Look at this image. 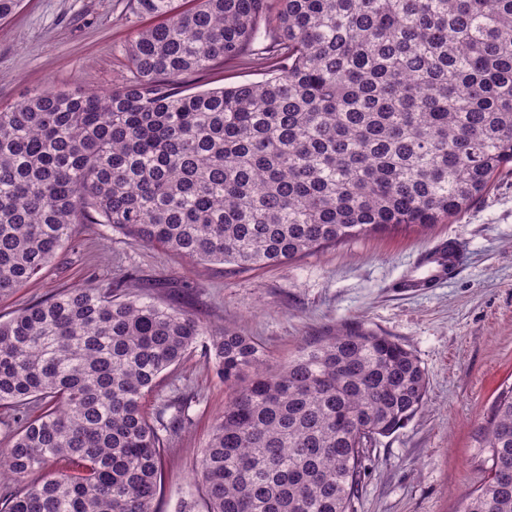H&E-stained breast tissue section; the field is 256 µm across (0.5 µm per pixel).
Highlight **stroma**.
Masks as SVG:
<instances>
[{
    "instance_id": "1",
    "label": "stroma",
    "mask_w": 512,
    "mask_h": 512,
    "mask_svg": "<svg viewBox=\"0 0 512 512\" xmlns=\"http://www.w3.org/2000/svg\"><path fill=\"white\" fill-rule=\"evenodd\" d=\"M150 21L128 0H22L0 20V108L49 89L108 93L129 74L128 49ZM229 64L186 80L195 92L263 80ZM457 238L464 260L448 282L415 293L398 283L436 241ZM135 272L157 303L254 338L267 369L336 327L366 325L419 358L427 399L407 424L372 447L357 512H462L480 484L479 429L498 393L512 386V173L498 174L461 215L429 228L401 225L313 255L242 270L203 264L137 244L105 224H75L41 277L0 296V321L70 288L106 285ZM226 388L204 347L163 375L147 413L183 403L188 420L162 454L155 512H203L196 454L224 411Z\"/></svg>"
}]
</instances>
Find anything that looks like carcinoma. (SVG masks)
<instances>
[{"instance_id":"1","label":"carcinoma","mask_w":512,"mask_h":512,"mask_svg":"<svg viewBox=\"0 0 512 512\" xmlns=\"http://www.w3.org/2000/svg\"><path fill=\"white\" fill-rule=\"evenodd\" d=\"M130 2L160 19L130 44L132 78L0 110V294L37 279L73 224L270 266L459 215L512 170V0ZM256 59L260 82L179 87ZM206 335L130 280L0 322V405L19 424L0 512H155L161 448L186 415L143 401ZM207 348L230 394L196 458L204 512H355L373 443L425 404L417 356L363 325L272 371L234 330ZM479 447L463 512H512V387Z\"/></svg>"}]
</instances>
